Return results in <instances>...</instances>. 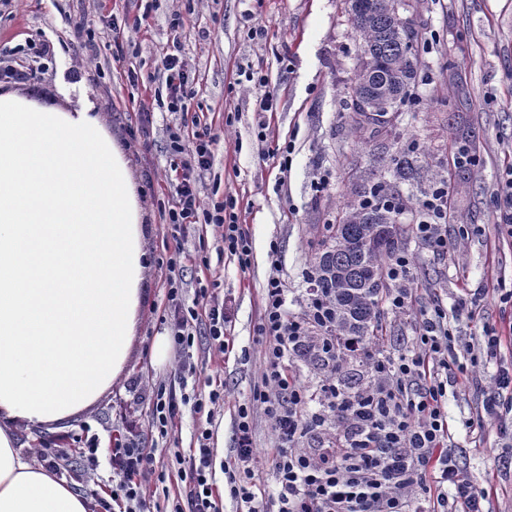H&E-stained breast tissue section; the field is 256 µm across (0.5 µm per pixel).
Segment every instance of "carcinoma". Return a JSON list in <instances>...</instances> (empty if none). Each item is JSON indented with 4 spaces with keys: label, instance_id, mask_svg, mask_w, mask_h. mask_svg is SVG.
Listing matches in <instances>:
<instances>
[{
    "label": "carcinoma",
    "instance_id": "carcinoma-1",
    "mask_svg": "<svg viewBox=\"0 0 512 512\" xmlns=\"http://www.w3.org/2000/svg\"><path fill=\"white\" fill-rule=\"evenodd\" d=\"M401 0H348V12L360 34L361 64L350 98H368L370 111L352 109L353 128L380 132L387 112L410 98L409 84L418 64V35L404 26ZM425 165L414 150L397 151L382 160L380 174L356 192L336 214V223L325 227L317 242L312 281L332 301L336 341L362 344L380 350L383 344L381 301L386 282L383 270L402 248L404 235L414 226L398 223L406 202L399 187H416L427 196L446 182L441 172L424 179ZM336 385L359 391L372 373L370 360L355 354H336L327 366Z\"/></svg>",
    "mask_w": 512,
    "mask_h": 512
}]
</instances>
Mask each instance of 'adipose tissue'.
Here are the masks:
<instances>
[{"instance_id":"obj_1","label":"adipose tissue","mask_w":512,"mask_h":512,"mask_svg":"<svg viewBox=\"0 0 512 512\" xmlns=\"http://www.w3.org/2000/svg\"><path fill=\"white\" fill-rule=\"evenodd\" d=\"M132 158L91 107L0 91V512H89L27 460L125 373L150 272Z\"/></svg>"}]
</instances>
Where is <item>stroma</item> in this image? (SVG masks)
I'll return each mask as SVG.
<instances>
[{"label":"stroma","mask_w":512,"mask_h":512,"mask_svg":"<svg viewBox=\"0 0 512 512\" xmlns=\"http://www.w3.org/2000/svg\"><path fill=\"white\" fill-rule=\"evenodd\" d=\"M189 11L191 25L174 34V12ZM86 13L146 15L140 31L126 33L123 53L104 47L102 70L83 69L81 79L72 75L69 55L56 49L42 70V102L74 106L87 102L104 117L107 126L125 147H132L130 126L135 120L130 103L132 89L125 71L136 65L142 71L157 69L159 58L171 45H178L194 77L196 94L187 102L189 111L208 113L222 135L215 146L212 169L204 178L205 196L232 197L241 223L247 224L253 257L241 268L236 257L223 253L212 226L191 225L187 249H203L211 269H193L185 280L187 300H194L197 285L211 286L214 294L231 300L234 316L233 344L224 359H217L206 335L193 347L195 375L181 371L177 350L157 364L153 359L156 337L168 329L159 317L166 304L164 278L152 267L143 319L133 346L125 378L109 389L94 405L78 415L48 426L20 432L24 452L69 448L61 478L90 500H110L121 481L113 471L109 449L124 442L129 425H136L144 447L154 449L155 468L165 476L170 497L183 492L177 470V454L196 445L200 419L188 405H178L175 426L168 436L152 427L149 405L138 400L131 380L163 388L175 395L191 393L195 379L220 376L224 383V409L209 421L216 461V491L223 498V512H235L229 495L233 471L235 414L247 402L257 381L260 346L255 328L261 312L269 275L267 251L277 242L282 255V276L289 288L288 307L300 312V302L309 286L311 241L323 225L334 223L356 183L367 178L375 156L383 147L413 149L425 155L432 170L449 172L448 251L435 252L417 239L405 252L416 273L417 307L442 300L445 308L455 304L461 286L485 289L479 318H449L454 334L466 343L478 342L485 324L503 321L498 295L490 288V274L502 268L512 278V247L494 248L497 191L503 176V161L512 155V0H404L401 17L420 35L411 102L401 106L387 131L373 140L360 137L350 125V91L359 64V36L346 12L345 0H6L0 5V62L9 61L16 45L35 42L42 36L65 35L69 16ZM263 25L264 39H251L248 29ZM208 38H201V31ZM265 75L267 89L277 99L275 111L255 110L254 91L241 81V70ZM269 127L267 141L255 136L258 121ZM174 114L155 111L150 130L151 150L134 152L132 160L141 199L152 227L153 258L168 257L167 228L161 211L168 200L162 183L169 164L168 125ZM470 124L476 135L478 157L471 166L469 183L453 179V157L459 145L457 123ZM291 144L287 171H280L275 147ZM328 174L329 184L316 191L314 183ZM476 387L490 379V367L470 368ZM475 389H447L448 418L461 460L478 483L496 478L498 497L494 512H512V471H498L499 456L512 457V436L501 435L496 424L470 425L481 397ZM98 437V480L84 482L82 448Z\"/></svg>","instance_id":"35a3bbf8"}]
</instances>
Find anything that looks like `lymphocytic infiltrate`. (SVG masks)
<instances>
[{
	"label": "lymphocytic infiltrate",
	"instance_id": "lymphocytic-infiltrate-1",
	"mask_svg": "<svg viewBox=\"0 0 512 512\" xmlns=\"http://www.w3.org/2000/svg\"><path fill=\"white\" fill-rule=\"evenodd\" d=\"M64 48L74 58L95 63L99 33L111 35L122 45L129 17L109 15L103 30L92 28L85 18L68 22ZM166 109L185 111L194 94L186 60L165 54ZM170 163L166 179L171 203L163 210V222L176 243L167 258V303L160 321L169 329L179 351L180 368L195 374L191 350L197 328H204L214 354L229 348L227 328L231 308L226 301L198 288L196 304L184 303V282L179 267L208 266L201 251L188 252L184 238L191 225L208 224L235 256L240 267L251 263L252 241L240 224L233 200L204 202L202 179L214 162L218 140L211 123L193 117L191 127L167 129ZM449 196L438 187L425 197L416 226L422 241L432 250H449L446 230ZM269 276L264 288L262 313L255 328L262 360L251 398L239 405L235 424L237 446L230 480V496L238 512H492L490 490L480 487L460 461L452 444L445 410L448 383L466 388L467 365L496 363L490 385L483 392L482 409L498 414L504 394L512 392V324L485 325L481 340L458 342L440 305L420 310L412 343L397 358L386 359L384 369L374 372L361 394L344 395L330 373H321L316 388L303 385L295 372L303 353L314 343L335 345L327 295L311 288L301 313L286 307L288 287L281 275V251L270 245ZM388 289L384 304L395 311L415 308V278L407 254L391 258L387 266ZM208 393L182 395L180 400L162 390H140L150 402L155 426L168 435L177 403L191 404L195 413L224 404V384L208 378ZM264 415L273 440L271 447L254 444V417ZM209 429H199L196 446L179 457L186 481L184 499L174 500L171 512H220L213 500L214 455ZM113 469L122 476L119 484L124 512H152L155 486L164 482L156 472L154 451L142 447L137 434L111 449Z\"/></svg>",
	"mask_w": 512,
	"mask_h": 512
}]
</instances>
